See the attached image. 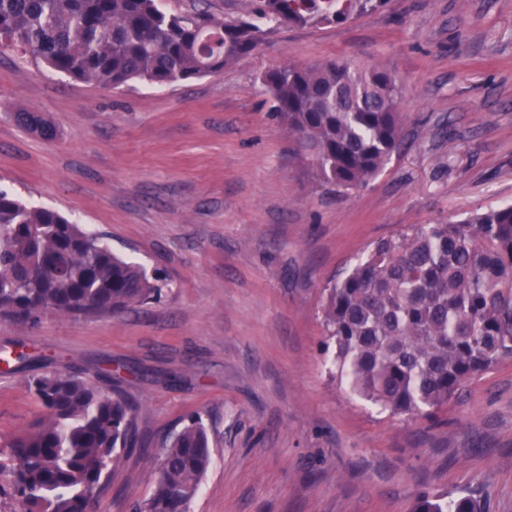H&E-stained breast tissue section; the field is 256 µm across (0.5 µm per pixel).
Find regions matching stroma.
I'll return each mask as SVG.
<instances>
[{
    "label": "stroma",
    "instance_id": "obj_1",
    "mask_svg": "<svg viewBox=\"0 0 512 512\" xmlns=\"http://www.w3.org/2000/svg\"><path fill=\"white\" fill-rule=\"evenodd\" d=\"M221 72L125 90L75 81L0 48V189L101 233L166 279L116 317H0L48 370L133 373L140 445L99 512H133L167 436L203 412L212 462L192 512H411L470 493L512 512V358L436 417H395L336 377L328 281L379 240L512 205V0H391L340 24L262 23ZM351 59L403 84V140L365 187L312 182L262 76ZM47 119L45 139L11 114ZM43 409L27 371L0 373V446Z\"/></svg>",
    "mask_w": 512,
    "mask_h": 512
}]
</instances>
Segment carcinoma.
Segmentation results:
<instances>
[{"instance_id":"1","label":"carcinoma","mask_w":512,"mask_h":512,"mask_svg":"<svg viewBox=\"0 0 512 512\" xmlns=\"http://www.w3.org/2000/svg\"><path fill=\"white\" fill-rule=\"evenodd\" d=\"M389 0H252L268 22L344 23ZM261 28L206 6L171 12L164 0H0V47L76 81L114 89L168 85L216 73L253 51ZM296 137L307 175L343 193L382 172L403 135L402 87L381 65L333 60L287 65L262 78ZM16 122L50 136L31 112ZM157 275L112 251L61 213L0 190V316H115L160 299ZM340 379L397 416L433 415L470 381L512 358V206L428 224L373 246L331 282L322 307ZM42 360L22 349L3 372ZM44 409L11 438L0 462L8 512H98L114 468L137 448L135 402L77 371L28 381ZM211 461L201 414L165 440L145 509L190 512ZM413 512H481L471 494H423Z\"/></svg>"}]
</instances>
